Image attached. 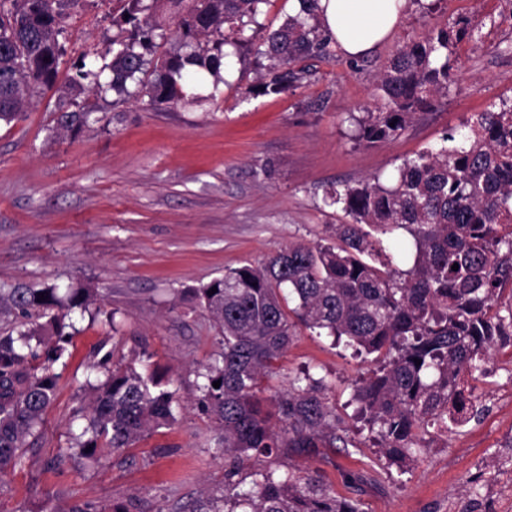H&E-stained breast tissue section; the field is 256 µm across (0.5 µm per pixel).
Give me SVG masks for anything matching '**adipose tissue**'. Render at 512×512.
Returning a JSON list of instances; mask_svg holds the SVG:
<instances>
[{
    "label": "adipose tissue",
    "mask_w": 512,
    "mask_h": 512,
    "mask_svg": "<svg viewBox=\"0 0 512 512\" xmlns=\"http://www.w3.org/2000/svg\"><path fill=\"white\" fill-rule=\"evenodd\" d=\"M319 19L338 53L356 58L389 38L402 23L407 0H320Z\"/></svg>",
    "instance_id": "obj_1"
}]
</instances>
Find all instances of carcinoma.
Here are the masks:
<instances>
[{
    "mask_svg": "<svg viewBox=\"0 0 512 512\" xmlns=\"http://www.w3.org/2000/svg\"><path fill=\"white\" fill-rule=\"evenodd\" d=\"M78 0H0V124L21 118L32 90H50L58 78L67 11ZM266 0H125L114 17L118 32L106 48L111 61L83 62L68 88L88 83L100 93L141 87L159 109L193 101L184 81L205 70L220 75L231 44L225 31L241 34ZM176 19L177 47L153 56L161 8ZM319 0H299V10L264 40L273 73L248 92L280 93L301 79L294 65L307 57L330 59L332 37L318 19ZM467 35L440 28L393 53L378 87L384 106L357 120V139L369 144L395 139L417 112L448 91V47ZM154 79L145 82L146 73ZM92 113L64 112L62 127L79 131ZM460 145L449 135L437 151L405 160L391 184L366 181L330 195L352 218L330 228L334 243L294 244L258 265L232 269L194 292L197 304L220 328L222 351L204 372L199 406L221 430L224 496L205 512H364L320 476L290 471L246 470L244 461L268 458L282 448L325 456L356 447L327 397V384L307 372L266 402L263 381L276 372L297 325L325 334L371 358L375 369L354 386L352 402L389 466L406 473L431 444L465 423L478 421L465 392L497 339L512 335V104L476 113ZM408 232L413 266L406 271L375 265L382 241L374 234ZM458 270H452L453 264ZM217 288L210 295L208 291ZM88 288L67 299L57 288L0 289V316L25 319L17 335L0 336V473L21 467L26 438L42 424L56 376L38 358L31 340L51 326L62 344L64 319L93 303ZM48 318L32 323V312ZM421 360L416 364L414 359ZM221 381L219 387L213 382ZM176 420V398L146 369L130 362L106 370L96 387L93 413L79 454L94 457L130 447L146 429Z\"/></svg>",
    "mask_w": 512,
    "mask_h": 512,
    "instance_id": "1",
    "label": "carcinoma"
}]
</instances>
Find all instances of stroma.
Segmentation results:
<instances>
[{
	"label": "stroma",
	"instance_id": "stroma-1",
	"mask_svg": "<svg viewBox=\"0 0 512 512\" xmlns=\"http://www.w3.org/2000/svg\"><path fill=\"white\" fill-rule=\"evenodd\" d=\"M119 0H78L69 10L61 76L88 57L103 65ZM299 9L265 0L219 78L196 83V105L153 109L147 98L119 103L114 93H36L19 121L0 126V288L19 283L91 288L96 300L74 312L77 331L63 362L48 363L57 342L44 332L37 365L51 364L57 389L22 469L0 477V512H191L224 490L217 432L197 406L198 375L222 350L193 289L230 268L259 264L288 246L327 238L350 223L333 189L387 180L404 159L464 134L472 113L512 101V0H409L391 37L365 57L301 60L298 86L278 94L253 87L268 72L259 49ZM467 22L452 48L448 92L398 138L364 144L357 117L383 100L378 77L399 44ZM92 107L97 120L73 132L66 111ZM143 362L174 391V423L146 431L131 448L98 461L71 459L72 433L90 417L91 381L103 359ZM372 364L326 336L297 327L264 396L296 374L324 378L345 425L359 429L349 401ZM481 421L449 432L410 473L398 474L362 441L329 458L290 456L294 470L319 475L364 512H512V336L496 344L486 374ZM370 476L357 490L344 476Z\"/></svg>",
	"mask_w": 512,
	"mask_h": 512
}]
</instances>
